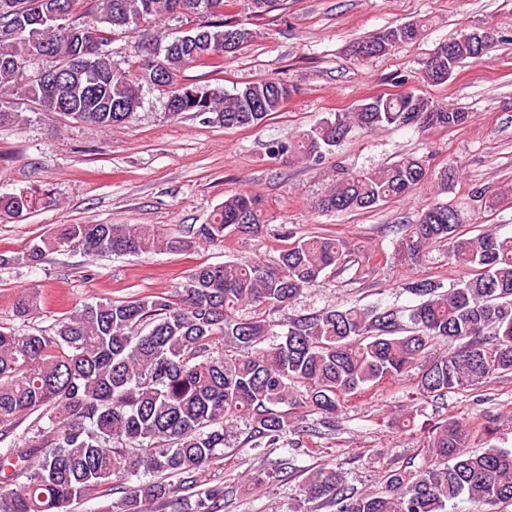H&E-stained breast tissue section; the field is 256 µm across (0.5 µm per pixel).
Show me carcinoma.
I'll list each match as a JSON object with an SVG mask.
<instances>
[{
  "label": "carcinoma",
  "instance_id": "obj_1",
  "mask_svg": "<svg viewBox=\"0 0 512 512\" xmlns=\"http://www.w3.org/2000/svg\"><path fill=\"white\" fill-rule=\"evenodd\" d=\"M226 0H0V124L24 125L13 97L31 103L62 99L63 117L101 129L130 121L144 92L158 91L168 115L195 112L226 129L259 124L282 110L293 88L280 78L261 79L233 93L185 85L182 72L212 65L213 53L229 57L253 32L224 16ZM202 18L173 47L157 24L184 16ZM427 23H403L354 45L358 59L382 56L422 38ZM116 34L139 37L134 58L111 53L79 55L82 43L108 46ZM501 41L493 28L461 30L448 39L455 54L431 53L422 77L448 82L467 59L478 60ZM159 59L164 80L155 79ZM44 61L47 82L33 78ZM470 113L443 107L405 89L364 97L349 112L320 119L271 156L317 167L353 128L380 130L433 126L457 128ZM456 171L429 168L412 154L375 169L335 165L314 210H367L398 201L432 180L443 190ZM46 192L0 197V219L20 221L51 203ZM460 211L432 202L406 225L394 255L417 263L425 249L441 247L472 277L449 290L432 279L403 284L420 298L408 313L377 307L325 309L288 319L274 334L268 309L295 302L330 271L354 262L350 245L336 236L300 237L273 265L257 261L201 264L173 296L147 295L85 304L50 330H0V436L35 412L47 426L0 451V512H70L73 502L114 490L123 495L104 512H153L160 503L181 512L180 492L194 498L189 512H219L224 488L199 487L197 474L224 456L229 428L243 424L254 448H279L302 431L296 410L320 417L324 427L346 398L410 377L420 398L443 400L512 374V237L458 232ZM261 199L234 192L204 224L182 226L177 236L149 224H60L22 252L0 255V265H33L46 254L79 251L91 257L140 255L219 245L231 234L262 233ZM251 315H236L242 308ZM35 291L17 298L22 316L39 312ZM448 351L436 353L437 342ZM304 387L301 392L298 387ZM497 419L478 430L444 419L427 432L430 460L385 470L379 492L360 490L339 469L319 467L307 476L292 512H447L464 496L475 512H495L512 502V449L469 450L474 434L492 438ZM150 474L158 480L122 488L120 481ZM177 478V483L168 479Z\"/></svg>",
  "mask_w": 512,
  "mask_h": 512
}]
</instances>
